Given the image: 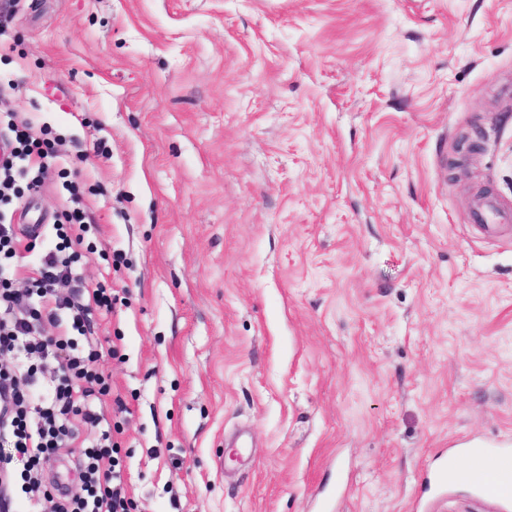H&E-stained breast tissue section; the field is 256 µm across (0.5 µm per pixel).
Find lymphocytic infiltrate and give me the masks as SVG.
Returning <instances> with one entry per match:
<instances>
[{
    "mask_svg": "<svg viewBox=\"0 0 512 512\" xmlns=\"http://www.w3.org/2000/svg\"><path fill=\"white\" fill-rule=\"evenodd\" d=\"M19 150L0 161V196L11 190L31 158L55 153L30 122L15 129ZM56 240L38 261L36 278H17L10 261L18 241L14 227L0 224V357L11 356V366L0 369V447L15 453L0 458V512H10L21 498L26 512H126L127 503L112 485V437L100 430L101 414L91 410L92 397L108 392L98 370L93 317L111 305L104 289L90 287L74 269L73 246L81 245L86 231L80 211L67 214L55 225ZM55 333L43 335L44 326ZM83 336L89 349L80 354L70 331ZM93 429L83 479L86 497H70L66 488L42 489L43 462L68 447L77 432L73 417ZM21 461L14 470L12 461Z\"/></svg>",
    "mask_w": 512,
    "mask_h": 512,
    "instance_id": "obj_1",
    "label": "lymphocytic infiltrate"
}]
</instances>
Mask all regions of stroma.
I'll return each instance as SVG.
<instances>
[{
    "label": "stroma",
    "instance_id": "obj_1",
    "mask_svg": "<svg viewBox=\"0 0 512 512\" xmlns=\"http://www.w3.org/2000/svg\"><path fill=\"white\" fill-rule=\"evenodd\" d=\"M0 83L60 147L0 216L87 215L130 512H512L437 479L512 450V0H14Z\"/></svg>",
    "mask_w": 512,
    "mask_h": 512
}]
</instances>
